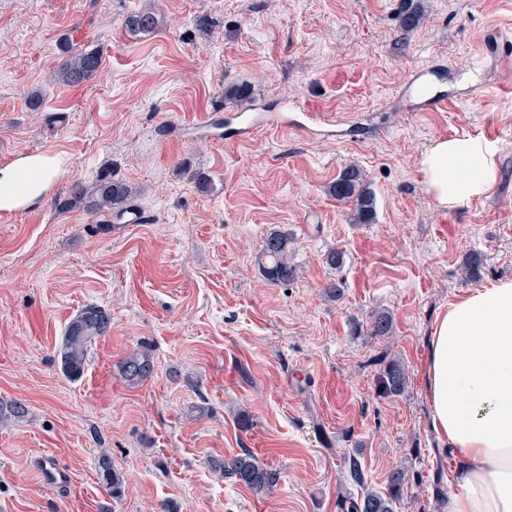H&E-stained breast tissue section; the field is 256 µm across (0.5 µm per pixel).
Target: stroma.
<instances>
[{
	"label": "stroma",
	"instance_id": "obj_1",
	"mask_svg": "<svg viewBox=\"0 0 512 512\" xmlns=\"http://www.w3.org/2000/svg\"><path fill=\"white\" fill-rule=\"evenodd\" d=\"M413 3L424 20L404 34V0H0V167L48 146L59 169L25 213L0 216V403L28 408L0 424V512H340L361 495L352 457L379 491L405 471L394 512H448L460 473L428 427L421 361L441 308L512 279V59L484 47L492 29L512 40V0ZM150 6L162 27L125 29ZM65 41L103 49L76 87L49 81ZM240 84L246 136L217 109ZM425 85L443 110L421 111ZM33 91L42 111L25 107ZM303 112L336 124L299 128ZM463 135L496 150L497 177L448 210L419 162ZM349 163L368 175L372 223L328 193ZM101 175L135 187L146 223L117 232L56 208ZM273 230L294 238L300 274L285 285L258 268ZM334 248L339 270L323 261ZM332 279L345 282L335 298ZM88 305L110 324L73 380L56 352ZM380 310L385 337L370 333ZM144 346L154 370L133 386L120 363ZM393 359L408 372L398 396L380 382ZM247 452L276 471L271 493L221 471ZM45 456L66 484L44 482ZM103 457L120 498L100 482ZM99 467L101 469V479L109 494L112 495L113 498L120 497L125 487L123 476L112 469L110 462L105 457L101 458Z\"/></svg>",
	"mask_w": 512,
	"mask_h": 512
}]
</instances>
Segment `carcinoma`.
Here are the masks:
<instances>
[{
    "label": "carcinoma",
    "instance_id": "cac0c4a2",
    "mask_svg": "<svg viewBox=\"0 0 512 512\" xmlns=\"http://www.w3.org/2000/svg\"><path fill=\"white\" fill-rule=\"evenodd\" d=\"M422 14L416 8H407L397 16L398 30L402 33L417 28ZM161 26L160 15L152 8L143 9L125 20V27L134 34H149ZM63 59L54 72V79L65 86H77L92 77L102 65V52L98 48H75L64 43L61 46ZM331 197L353 205L352 220L356 224H369L375 214V196L368 187L366 174L355 164L340 170L328 187ZM136 191L126 182L108 176H101L91 185L75 182L67 195L55 199L57 208L68 211L82 208L95 217H112L133 206ZM258 267L271 285L286 284L295 280L297 267L292 262V238L280 230L269 232L261 245ZM109 316L97 306L82 309L68 324L58 350L63 372L76 379L84 373L88 344L106 333ZM393 332V319L381 311L373 316L370 335L388 336ZM154 369L148 348L130 353L121 362V372L130 385H138L149 378ZM408 375L404 365L398 361L389 362L382 375V386L390 395L404 393ZM28 414L27 406L21 401L7 405L0 404V423L21 420ZM100 476L105 488L114 498L124 492L125 481L121 474L112 469L107 458H101ZM351 480L362 488V496L348 502V512H394L393 505L400 498L406 483L405 472L395 469L390 474L387 492L380 493L366 487L363 471L358 461L349 460ZM224 475L241 481L258 494L269 493L275 487L277 474L250 453L237 455L224 461Z\"/></svg>",
    "mask_w": 512,
    "mask_h": 512
}]
</instances>
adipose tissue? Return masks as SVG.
<instances>
[{
  "mask_svg": "<svg viewBox=\"0 0 512 512\" xmlns=\"http://www.w3.org/2000/svg\"><path fill=\"white\" fill-rule=\"evenodd\" d=\"M435 202L486 196L496 152L470 137L435 139L420 159ZM429 426L460 464L448 512H512V279L476 288L441 310L426 343Z\"/></svg>",
  "mask_w": 512,
  "mask_h": 512,
  "instance_id": "ef3b65f1",
  "label": "adipose tissue"
}]
</instances>
